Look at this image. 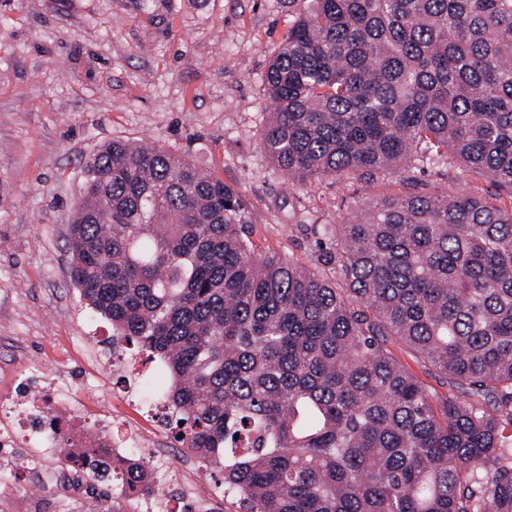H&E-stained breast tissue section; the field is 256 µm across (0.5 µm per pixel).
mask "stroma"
I'll return each instance as SVG.
<instances>
[{
	"label": "stroma",
	"mask_w": 512,
	"mask_h": 512,
	"mask_svg": "<svg viewBox=\"0 0 512 512\" xmlns=\"http://www.w3.org/2000/svg\"><path fill=\"white\" fill-rule=\"evenodd\" d=\"M295 0H0V402L29 368L86 414L150 428L154 369L143 368L138 401L98 363L106 321L70 278L68 218L87 162L104 144L138 139L188 155L235 189L255 245L317 264L339 224L382 197L466 189L499 207L512 190L460 168L404 176L326 178L292 185L262 149L263 75L296 19ZM432 393L452 380L400 344L390 347ZM41 458L25 473L0 471V512L27 500L39 512H81L43 483L58 469Z\"/></svg>",
	"instance_id": "35a3bbf8"
}]
</instances>
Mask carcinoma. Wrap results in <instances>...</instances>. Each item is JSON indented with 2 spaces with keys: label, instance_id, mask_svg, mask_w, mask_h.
<instances>
[{
  "label": "carcinoma",
  "instance_id": "obj_1",
  "mask_svg": "<svg viewBox=\"0 0 512 512\" xmlns=\"http://www.w3.org/2000/svg\"><path fill=\"white\" fill-rule=\"evenodd\" d=\"M263 84L261 145L294 184L455 163L512 190V0H300ZM249 224L187 156L118 140L69 217L71 281L156 363L175 447L237 512H512V208L372 201L323 227L341 288ZM388 348L437 397L460 396L458 388L449 377L416 357L413 351L397 343L388 345Z\"/></svg>",
  "mask_w": 512,
  "mask_h": 512
}]
</instances>
